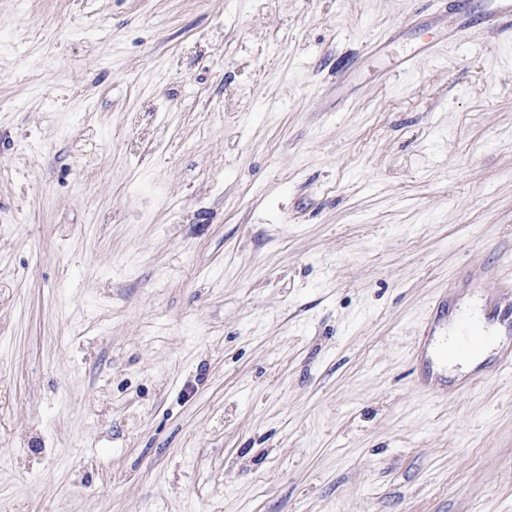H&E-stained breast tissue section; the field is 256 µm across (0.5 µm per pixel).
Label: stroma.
I'll use <instances>...</instances> for the list:
<instances>
[{"mask_svg": "<svg viewBox=\"0 0 512 512\" xmlns=\"http://www.w3.org/2000/svg\"><path fill=\"white\" fill-rule=\"evenodd\" d=\"M448 0H0V512H512V26ZM454 349L461 355H474L482 351H497L501 331L491 332L480 327L467 312L456 315L454 324ZM433 326L434 324L430 317L423 321L420 334L415 344L414 352L419 356L425 355L426 357L434 354L437 360H445L446 353L445 350L440 347L438 340L439 336L430 335Z\"/></svg>", "mask_w": 512, "mask_h": 512, "instance_id": "obj_1", "label": "stroma"}]
</instances>
